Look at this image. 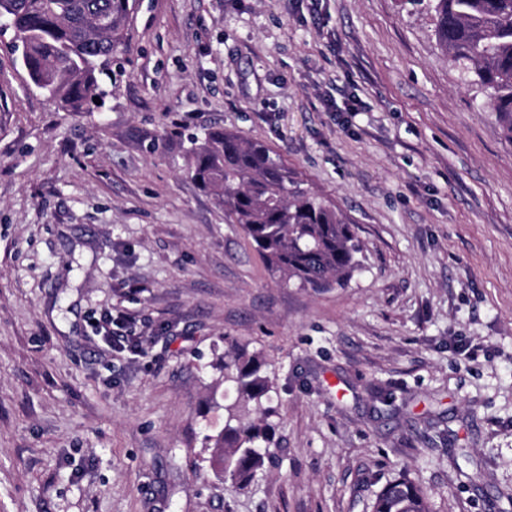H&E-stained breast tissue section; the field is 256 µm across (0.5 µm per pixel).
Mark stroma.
I'll list each match as a JSON object with an SVG mask.
<instances>
[{"instance_id": "35a3bbf8", "label": "stroma", "mask_w": 512, "mask_h": 512, "mask_svg": "<svg viewBox=\"0 0 512 512\" xmlns=\"http://www.w3.org/2000/svg\"><path fill=\"white\" fill-rule=\"evenodd\" d=\"M128 33L98 107L67 112L0 25V512H372L401 478L431 512H512V142L431 16L136 0ZM210 128L343 214L348 285L271 277L190 174ZM228 337L279 411L242 490L206 446Z\"/></svg>"}]
</instances>
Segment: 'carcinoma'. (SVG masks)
Instances as JSON below:
<instances>
[{"label": "carcinoma", "mask_w": 512, "mask_h": 512, "mask_svg": "<svg viewBox=\"0 0 512 512\" xmlns=\"http://www.w3.org/2000/svg\"><path fill=\"white\" fill-rule=\"evenodd\" d=\"M427 4L435 35L453 64L487 97L512 142V0H407ZM134 0H0L33 86L70 112H88L101 95L100 60L128 40ZM192 174L224 203L269 274L300 288L345 286L361 270V247L343 215L301 188L282 158L260 142L211 130L192 139ZM264 362L237 343L217 367L234 400L224 428L207 437L216 478L248 487L273 454L278 415ZM373 512H429L423 489L408 479L386 485Z\"/></svg>", "instance_id": "carcinoma-1"}]
</instances>
